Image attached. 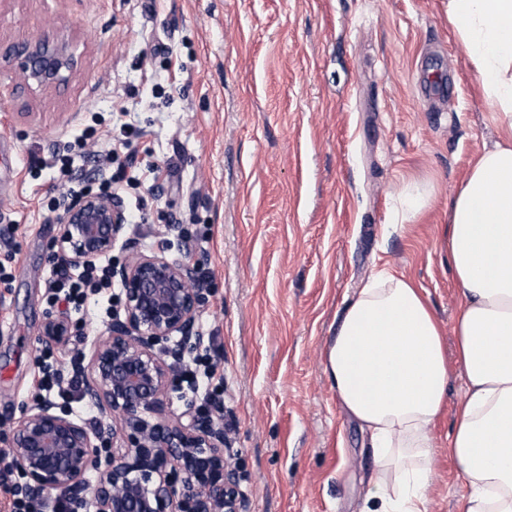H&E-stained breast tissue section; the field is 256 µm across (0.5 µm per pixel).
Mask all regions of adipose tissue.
<instances>
[{"label": "adipose tissue", "mask_w": 512, "mask_h": 512, "mask_svg": "<svg viewBox=\"0 0 512 512\" xmlns=\"http://www.w3.org/2000/svg\"><path fill=\"white\" fill-rule=\"evenodd\" d=\"M447 13L503 132L451 204L463 397L448 451L467 479L464 512H512V0H448ZM325 369L342 409L369 436L378 480L366 512H427L429 433L450 375L418 288L393 276L369 280L340 317Z\"/></svg>", "instance_id": "1"}]
</instances>
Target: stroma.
I'll return each instance as SVG.
<instances>
[{
  "label": "stroma",
  "mask_w": 512,
  "mask_h": 512,
  "mask_svg": "<svg viewBox=\"0 0 512 512\" xmlns=\"http://www.w3.org/2000/svg\"><path fill=\"white\" fill-rule=\"evenodd\" d=\"M48 32L77 60L59 87L23 90L0 61V449L35 401L39 329L55 314L47 205L61 187L46 162L92 129L77 169L91 178L129 124L140 135L139 182L117 195L127 234L207 278L198 327L223 354L244 512H363L373 461L324 352L337 314L381 272L415 283L452 355L424 497L428 512H463L467 482L448 452L462 396L449 204L501 134L445 0H0V36ZM435 76L448 110L422 95ZM409 184L428 204L403 224ZM69 325L53 356L77 358L107 333L93 306Z\"/></svg>",
  "instance_id": "stroma-1"
}]
</instances>
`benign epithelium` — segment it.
I'll list each match as a JSON object with an SVG mask.
<instances>
[{"label":"benign epithelium","instance_id":"obj_1","mask_svg":"<svg viewBox=\"0 0 512 512\" xmlns=\"http://www.w3.org/2000/svg\"><path fill=\"white\" fill-rule=\"evenodd\" d=\"M0 56L17 64L23 82L50 89L77 66L67 37L0 40ZM54 258L81 268L112 257L126 230L115 195L86 193L55 217ZM112 266L121 288L107 336L80 358L79 398L97 410L95 424L39 400L14 424L7 456L38 492H53L84 512H243L235 465L224 452V407H188L169 417L173 375L203 337L197 327L206 289L185 259L145 254ZM69 326L50 318L39 341L69 342ZM118 415L117 427L106 418Z\"/></svg>","mask_w":512,"mask_h":512}]
</instances>
